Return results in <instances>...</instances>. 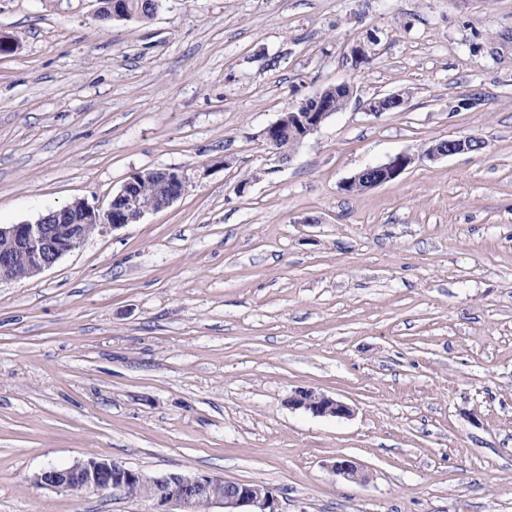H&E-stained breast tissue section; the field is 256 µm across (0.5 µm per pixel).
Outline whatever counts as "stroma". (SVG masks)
Listing matches in <instances>:
<instances>
[{
	"label": "stroma",
	"mask_w": 512,
	"mask_h": 512,
	"mask_svg": "<svg viewBox=\"0 0 512 512\" xmlns=\"http://www.w3.org/2000/svg\"><path fill=\"white\" fill-rule=\"evenodd\" d=\"M97 7L0 0V225L106 210L146 168L186 190L0 283V512H152L34 481L102 456L262 483L282 512H512V0ZM340 83L290 159L266 146ZM466 136L483 148L423 155ZM298 388L353 414L290 408ZM117 1L119 0H114V2H112V0H98L97 2L99 3V7L97 9L96 17L100 20L107 21L114 18L122 19L127 16H141L144 14L145 8L149 10L148 12H150V14H155L160 4L157 0H151L150 3L145 5H142V2H139L137 7L133 5L129 8L127 6L126 11L122 12L119 10V13H117L115 9V5L118 3ZM353 90L346 84L329 86L299 105L289 106L281 112L279 118L262 133L263 139L269 148L282 158L290 159L288 143L282 144L281 140L286 135L291 139L290 143L300 144L307 137L317 132L325 120L335 112L342 110L338 103L342 98H348ZM345 105V106H344ZM414 158L409 154H398L386 163L369 166L355 174L344 189L348 192H358L370 189L398 178L413 163Z\"/></svg>",
	"instance_id": "obj_1"
}]
</instances>
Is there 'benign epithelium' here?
<instances>
[{"mask_svg":"<svg viewBox=\"0 0 512 512\" xmlns=\"http://www.w3.org/2000/svg\"><path fill=\"white\" fill-rule=\"evenodd\" d=\"M96 17L111 20L141 16L144 10L154 14L159 0L126 8L119 13L112 0H98ZM353 90L346 84L329 86L298 105L281 112L279 118L262 133L269 148L283 158L291 157L283 137L298 145L317 132L325 120L339 111L338 103ZM404 98L399 94L374 99L366 105L369 113L378 114L399 109ZM483 147L477 137L439 140L424 150L430 160ZM409 154H398L387 162L369 166L355 174L344 189L358 192L398 178L413 163ZM147 184L154 190L152 203L140 200L136 189ZM185 179L168 169H143L133 173L113 196L109 208L100 212L82 200H75L59 210L49 211L33 222L0 225V282L36 276L54 266L64 255L79 248L99 227L120 228L138 223L149 211L170 206L183 196ZM288 405L303 409L314 416L348 418L352 409L343 401L322 392L299 389L288 397ZM333 471L350 482H363L365 476L357 463L343 456L332 464ZM40 486L98 494L122 492L139 496L143 488L150 490L148 500L154 512H197L202 502L219 505L224 512H281L274 491L263 484H243L224 480L215 475L166 474L152 476L127 468L122 462L107 457H92L68 468L50 467L35 476Z\"/></svg>","mask_w":512,"mask_h":512,"instance_id":"7a95c632","label":"benign epithelium"}]
</instances>
